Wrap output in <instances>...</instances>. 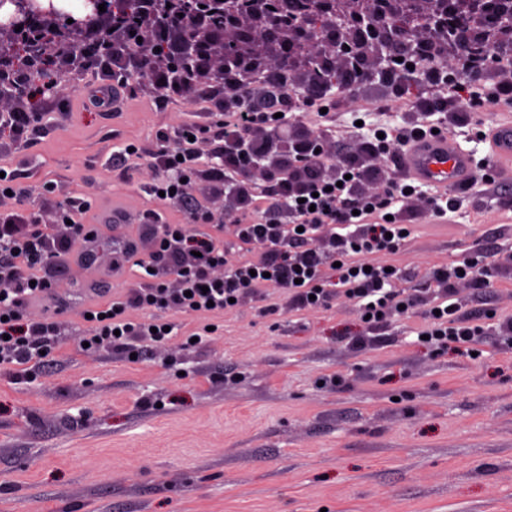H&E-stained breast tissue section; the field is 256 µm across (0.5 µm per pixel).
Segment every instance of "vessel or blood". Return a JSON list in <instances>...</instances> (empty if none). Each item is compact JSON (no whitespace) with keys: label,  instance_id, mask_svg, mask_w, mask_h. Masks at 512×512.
Instances as JSON below:
<instances>
[{"label":"vessel or blood","instance_id":"b4317fda","mask_svg":"<svg viewBox=\"0 0 512 512\" xmlns=\"http://www.w3.org/2000/svg\"><path fill=\"white\" fill-rule=\"evenodd\" d=\"M493 166H512V123L493 128ZM406 176L420 183L459 188L473 173L468 154L460 150L447 135L439 134L410 144L403 153Z\"/></svg>","mask_w":512,"mask_h":512}]
</instances>
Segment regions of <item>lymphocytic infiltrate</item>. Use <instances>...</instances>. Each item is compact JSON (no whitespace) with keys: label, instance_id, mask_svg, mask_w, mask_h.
Listing matches in <instances>:
<instances>
[{"label":"lymphocytic infiltrate","instance_id":"lymphocytic-infiltrate-1","mask_svg":"<svg viewBox=\"0 0 512 512\" xmlns=\"http://www.w3.org/2000/svg\"><path fill=\"white\" fill-rule=\"evenodd\" d=\"M458 33L468 45L461 64L470 71L488 72L493 47L512 44V26L502 22L489 26L481 17L465 18ZM270 42L288 64L264 73L268 92L262 99H254L242 71L227 69L222 93L208 95L215 109L209 123L190 122L175 134L158 131L155 148L149 152L125 147L113 151V170L153 169L149 195L168 193L169 203L179 205L189 222L166 224L156 211H144L143 240L153 244L147 255L142 241L126 236L113 239L114 270L138 267L139 280L136 287L91 308L80 326L71 328L65 321L69 301L57 292L56 275L70 262L95 265L101 225L123 223L125 213L105 211L96 223L86 224L80 217L89 212V202L72 198L57 205V218L48 224L31 205L15 172L0 177V198L12 196L17 205L15 213L0 216V367L36 373L46 354L69 334L93 351L109 348L129 355L164 345L174 337L169 329L174 313L199 319L195 335L200 338L207 335L211 318L229 310L231 301L252 297L264 286L286 292L294 310L326 307L337 296H345L356 305L368 333L387 328L394 318L418 314L423 318L418 333L427 336L432 346L462 348L486 334L484 323L466 316L454 295L460 281L480 294L495 288L497 275L484 254L432 268L426 285L437 294L430 301L424 300L422 291L404 287L402 270H388L375 262V255L395 253L412 234L408 219L396 208L410 183L387 178L381 193L361 192L360 184L370 174L356 155L323 147L335 132L332 116L347 110V99L327 96L324 84L314 78L305 88L294 86L289 71L303 63L301 50L297 43L275 36ZM447 49L446 42L432 38L415 53L400 50V57L408 62L401 73L409 91L394 99L368 100L364 110L384 112L397 103L408 112L458 116L485 133L482 120L458 109L468 86L446 83L443 77ZM440 85L446 88L444 95L427 96V89ZM306 109L319 113L312 147L281 157L267 183H256L247 162L271 154L272 143L252 139V129L292 123L297 112ZM229 136L241 141L245 160L225 159L224 142ZM201 141L208 144L214 159L206 169L198 165ZM201 178L213 191L230 184L242 196L245 211L227 216L226 221L239 241L261 249L260 260L228 262L223 243L206 230L208 209L193 192ZM278 208L287 210L286 223L266 220V212ZM325 226L332 229L328 249L310 248L314 231Z\"/></svg>","mask_w":512,"mask_h":512}]
</instances>
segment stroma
Listing matches in <instances>:
<instances>
[{
    "label": "stroma",
    "mask_w": 512,
    "mask_h": 512,
    "mask_svg": "<svg viewBox=\"0 0 512 512\" xmlns=\"http://www.w3.org/2000/svg\"><path fill=\"white\" fill-rule=\"evenodd\" d=\"M61 82L46 104L47 126L27 149L0 138V167L15 171L45 212L68 198L112 206L137 235L148 209L170 224L186 216L142 191L153 171L113 173L114 146L149 150L157 130L203 122L198 98L220 88L206 76L161 105L140 89L132 56L82 67L57 57ZM122 73L130 100L118 114L86 105L87 85ZM444 72L471 85L464 112L512 118V66L495 82L461 71L449 54ZM499 192L476 183L458 211L437 219L413 196L416 216L404 246L386 258L418 287L434 266L483 252L500 278L486 296L460 287L466 315L512 318V174ZM101 230L94 270L78 266L59 285L73 296L77 321L87 283L103 297L134 287L137 270L113 273L112 236ZM278 315L253 299L217 316L208 340L186 345L197 326L137 361L109 350L82 352L66 337L34 376L0 369V512H512V346L488 333L472 351L422 345L421 317L395 321L390 340L357 344L359 318L346 300Z\"/></svg>",
    "instance_id": "35a3bbf8"
}]
</instances>
